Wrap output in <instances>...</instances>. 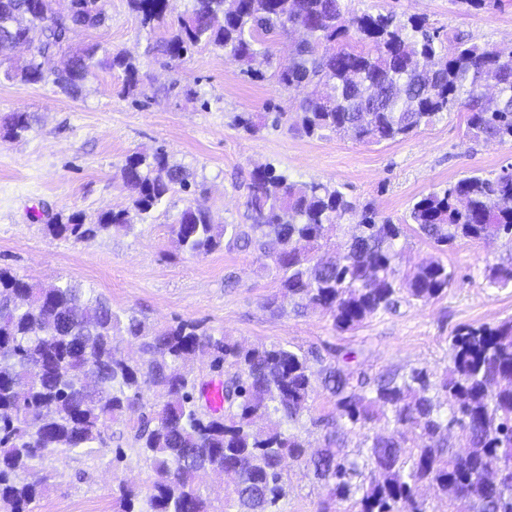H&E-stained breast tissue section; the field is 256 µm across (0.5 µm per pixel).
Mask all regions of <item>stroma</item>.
<instances>
[{"instance_id": "35a3bbf8", "label": "stroma", "mask_w": 512, "mask_h": 512, "mask_svg": "<svg viewBox=\"0 0 512 512\" xmlns=\"http://www.w3.org/2000/svg\"><path fill=\"white\" fill-rule=\"evenodd\" d=\"M351 13H392L425 19L445 44L456 36L512 48V0L499 9L467 8L458 0H346ZM107 19L79 32L80 43L123 49L137 61L143 86L121 95L120 73L98 71L69 96L50 82L28 85L0 80V117L18 109L37 122L21 139L0 136V268L49 285L72 281L106 297L113 310L132 312L157 328L180 321L203 324L248 347L282 344L291 349H338L352 353L348 370L369 376L427 368L442 375L448 340L464 325L512 316V285H489L488 269L512 258V241H457L440 253L454 274L441 297L402 303L360 327L339 332L329 317L285 311L271 315L267 299L277 292L273 263L252 251L221 248L192 256L171 241L170 226L190 205L210 211L215 223H245V201L254 169L272 166L289 180H321L344 186L379 216L405 220L428 192L476 174L492 178L512 165V144H484L465 135L466 115L451 112L400 141L362 144L327 134L309 138L287 129L250 134L234 123L243 112L295 111L296 93L273 77L287 65L299 33L278 38L273 56L257 58L254 80L222 50L199 46L180 61L152 53L158 32L143 28L127 0H108ZM164 150L171 164L191 175L190 190H174L130 231L98 234L88 241L49 234L51 217L79 213L96 223L107 210L130 206L120 168L135 152ZM336 409L315 389L294 430L309 451L325 444L326 422ZM110 449L93 457L55 453L43 464L52 475L34 512H114L118 481L148 488L151 472L136 456L113 471ZM282 512H345L304 462L289 460Z\"/></svg>"}]
</instances>
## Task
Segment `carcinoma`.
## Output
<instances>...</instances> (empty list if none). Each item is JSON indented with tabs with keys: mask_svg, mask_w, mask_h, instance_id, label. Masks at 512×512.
Instances as JSON below:
<instances>
[{
	"mask_svg": "<svg viewBox=\"0 0 512 512\" xmlns=\"http://www.w3.org/2000/svg\"><path fill=\"white\" fill-rule=\"evenodd\" d=\"M51 0H0V64L4 77L24 84L52 81L75 95L99 69L124 74L122 92L141 82L135 60L98 43L71 44L74 33L107 19L106 0H69L54 14ZM191 11L170 17L168 0H128L141 26L161 32L157 48L179 61L201 44L249 65L268 36L296 27L308 39L294 69L276 74L284 91L307 88L298 112L235 116L249 133L286 127L307 137L347 134L357 142L404 139L447 112L467 114L474 141L512 143V56L461 37L452 56L441 53L438 35L425 21L392 15L346 16L345 0H192ZM33 47L14 57L16 43ZM61 55L50 73L42 57ZM33 113L16 110L0 120L4 136L19 139L32 129ZM133 211L108 210L97 223L79 213L56 217L55 237L88 240L105 231L130 230L131 214H147L189 174L169 164L165 152H135L121 168ZM247 223L216 224L206 209L187 206L170 233L177 249L206 255L224 246L257 251L271 259L278 292L266 302L273 314L292 306L297 315L319 312L339 332L394 309L400 294L426 303L446 293L453 273L440 257L422 259L399 275L397 241L404 227L378 219L372 204H356L342 187L312 180L294 182L259 168L245 202ZM361 211L359 232L340 246L339 265H321L319 241L345 215ZM410 223L442 252L459 238H512V173L493 179L472 175L413 203ZM493 286L512 285V262L490 270ZM139 342L140 356H122L118 340ZM449 364L431 379L425 369L361 377L336 363L315 379L317 352L284 345L247 348L193 322L147 332L132 312L70 281L49 287L0 268V512H28L49 486V476H28L55 452L91 454L108 446L116 422H129L138 456L153 472L147 492L119 482L112 489L117 512H224L216 487L224 470L237 473L235 512H280L286 496L282 459H305L294 433L269 423L271 415L295 423L320 382L334 401L336 417L325 447L306 459L338 501L355 512H426L416 490L427 484L454 512H512V318L459 328L448 343ZM209 357L226 371L224 409L198 403L193 363ZM166 399L154 404L144 392ZM392 426L366 436V452L342 449L339 431L350 425ZM419 433L422 443L408 445ZM468 448L458 456L451 433ZM214 483L197 482L201 468Z\"/></svg>",
	"mask_w": 512,
	"mask_h": 512,
	"instance_id": "cac0c4a2",
	"label": "carcinoma"
}]
</instances>
